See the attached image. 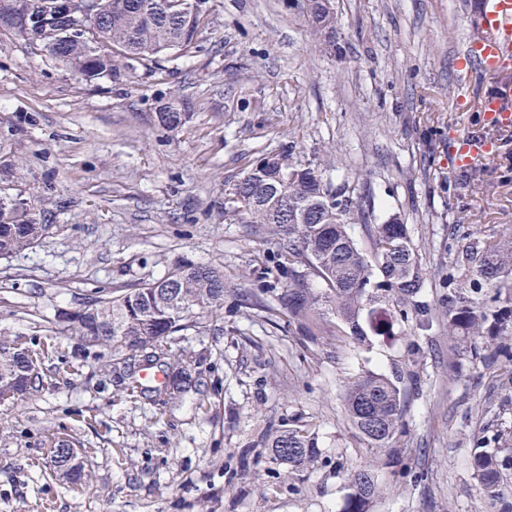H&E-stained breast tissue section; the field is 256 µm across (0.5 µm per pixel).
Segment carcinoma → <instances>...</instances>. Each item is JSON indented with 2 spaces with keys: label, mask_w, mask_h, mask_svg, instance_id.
<instances>
[{
  "label": "carcinoma",
  "mask_w": 512,
  "mask_h": 512,
  "mask_svg": "<svg viewBox=\"0 0 512 512\" xmlns=\"http://www.w3.org/2000/svg\"><path fill=\"white\" fill-rule=\"evenodd\" d=\"M66 0H19L30 11L29 43L47 41L51 32L71 19ZM314 34L336 37V14L321 0H303ZM201 15L190 11L170 15L158 0H126L94 25V45L66 43L63 54L73 70L95 77H118L116 60L153 64L170 52L187 53L195 44ZM190 113L168 103L160 108V125L176 129ZM243 198V220L251 230L268 233L276 241L271 264L262 279L282 308L281 314L303 330L321 325L332 314L348 334L364 342L370 336L392 335L397 320L433 325L431 307L419 300L424 287L407 227L396 220L372 222L370 212L353 205L345 185L324 180L320 167L304 165L284 154L260 158L234 184ZM369 227L372 254L355 242L350 225ZM52 229L39 224L28 210L0 199V257L9 259L32 247ZM288 283L280 288L282 274ZM448 335L476 337L512 335V236L498 242L474 236L460 247L448 246ZM224 302V273L210 266L181 264L164 277L134 288L109 291L69 317L82 337L108 343L124 353L130 365L148 358L145 369L163 367L165 381L155 390L163 405L183 402L197 391V361L173 350L174 337L188 330L206 329L218 318ZM40 387L29 360L17 353L15 342L0 337V397L20 400ZM350 422L374 448H385L403 427V392L399 379L367 373L351 380L345 390ZM269 459L291 468L319 456L318 440L310 423L291 420L288 429L265 437ZM54 474L67 482L83 479L73 469L69 449L54 443ZM472 466L493 502L505 500L507 476H512V448L475 444ZM353 493L345 512H364L378 492L373 473L357 469L350 475Z\"/></svg>",
  "instance_id": "cac0c4a2"
}]
</instances>
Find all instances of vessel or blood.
Listing matches in <instances>:
<instances>
[{
  "label": "vessel or blood",
  "instance_id": "vessel-or-blood-1",
  "mask_svg": "<svg viewBox=\"0 0 512 512\" xmlns=\"http://www.w3.org/2000/svg\"><path fill=\"white\" fill-rule=\"evenodd\" d=\"M480 39L460 55L457 66L467 72L477 68L487 73H500L512 68V0H479ZM485 125L503 132L512 130V107L499 96H487L478 103ZM495 140L465 131L452 135V153L457 164L468 165L495 156Z\"/></svg>",
  "mask_w": 512,
  "mask_h": 512
}]
</instances>
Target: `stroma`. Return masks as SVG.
Instances as JSON below:
<instances>
[{"label": "stroma", "instance_id": "stroma-1", "mask_svg": "<svg viewBox=\"0 0 512 512\" xmlns=\"http://www.w3.org/2000/svg\"><path fill=\"white\" fill-rule=\"evenodd\" d=\"M339 53L311 32L301 0H208L193 48L120 78L87 77L0 31V147L16 164L0 193L49 234L0 260V336L41 355L42 384L0 400V512H344L348 474L371 469L368 512H496L470 459L477 437L512 440V376L486 375L448 338L449 244L512 234V132L461 168L454 130L485 128L478 100L512 74L456 67L477 40L478 0H330ZM182 128L161 127L168 101ZM320 162L376 222L399 218L437 316L390 336L309 340L273 313L257 270L276 246L248 231L230 188L257 159ZM224 273V308L180 345L201 358L198 393L165 407L128 392L107 345L80 349L62 321L99 291L161 278L181 261ZM399 377L405 428L368 447L344 409L347 383ZM303 418L320 456L270 463L263 435ZM71 440L87 476L63 484L51 440ZM249 457H242V449Z\"/></svg>", "mask_w": 512, "mask_h": 512}]
</instances>
